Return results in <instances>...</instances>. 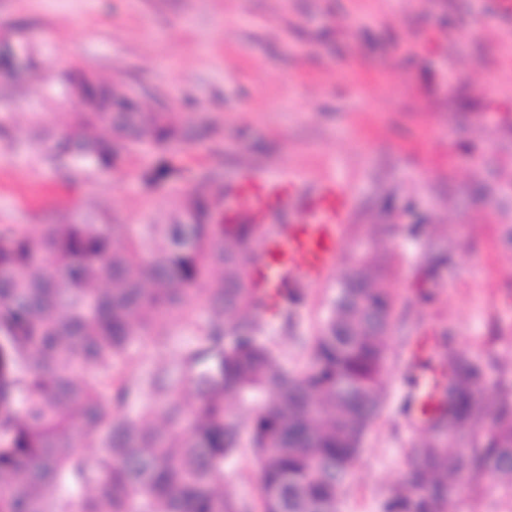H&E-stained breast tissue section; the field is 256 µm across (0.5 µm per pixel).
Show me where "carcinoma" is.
<instances>
[{
  "label": "carcinoma",
  "mask_w": 512,
  "mask_h": 512,
  "mask_svg": "<svg viewBox=\"0 0 512 512\" xmlns=\"http://www.w3.org/2000/svg\"><path fill=\"white\" fill-rule=\"evenodd\" d=\"M63 80L82 91L83 111L50 146L59 162L110 169L192 139L163 101L147 104L78 66ZM174 177L163 158L143 175ZM223 206L224 186L206 178L176 192L165 223L137 233L105 215L37 233L0 225V512H336L384 401L394 314L384 269L360 263L339 279L309 365L293 374L262 318L288 322L307 289L258 293L248 268L263 261L264 225L226 224ZM196 297L208 316L180 377L162 366L116 382L112 366L136 337L164 344L172 313L197 323ZM439 348L425 382L436 407L381 512H447L458 477L512 489V385L498 383L490 404L484 363L446 337ZM141 395L154 403L115 414ZM228 397L245 417L228 415ZM459 435L470 446L452 452ZM94 446V459L80 451ZM243 447L258 466L256 504L216 490L224 460Z\"/></svg>",
  "instance_id": "obj_1"
}]
</instances>
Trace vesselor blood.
I'll use <instances>...</instances> for the list:
<instances>
[{
	"mask_svg": "<svg viewBox=\"0 0 512 512\" xmlns=\"http://www.w3.org/2000/svg\"><path fill=\"white\" fill-rule=\"evenodd\" d=\"M237 192L247 198L248 206L226 212L225 223L265 225L272 213L289 214L287 231L262 232L259 249L265 263L251 270L254 281L272 288L285 276L311 288L320 287L338 257L341 229L349 221L345 186L335 181L316 182L287 194L268 190L263 183L248 178L238 184Z\"/></svg>",
	"mask_w": 512,
	"mask_h": 512,
	"instance_id": "b4317fda",
	"label": "vessel or blood"
}]
</instances>
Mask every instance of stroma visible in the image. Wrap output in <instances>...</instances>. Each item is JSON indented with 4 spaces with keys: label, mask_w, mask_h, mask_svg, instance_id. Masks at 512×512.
Segmentation results:
<instances>
[{
    "label": "stroma",
    "mask_w": 512,
    "mask_h": 512,
    "mask_svg": "<svg viewBox=\"0 0 512 512\" xmlns=\"http://www.w3.org/2000/svg\"><path fill=\"white\" fill-rule=\"evenodd\" d=\"M30 68L0 77V224L28 231L112 214L145 224L174 188L203 178L224 204L246 175L288 186L332 178L353 215L338 259L289 326L267 323L282 366L299 373L337 280L355 263L388 266L395 303L385 401L336 512H379L423 436L405 414L408 373L430 374L452 336L512 381V251L499 241L512 201L483 202L488 180L512 182V9L497 0H0V43ZM78 65L166 99L197 138L172 155L175 181L149 185L146 151L101 171L60 172L39 133L72 129L78 101L60 74ZM449 253L425 273L429 246ZM431 337L419 359V337ZM196 336L174 324L165 349L134 343L115 367L136 380L175 365ZM225 494L259 497L249 450L224 462ZM496 478L456 483L448 512H504Z\"/></svg>",
    "instance_id": "1"
}]
</instances>
